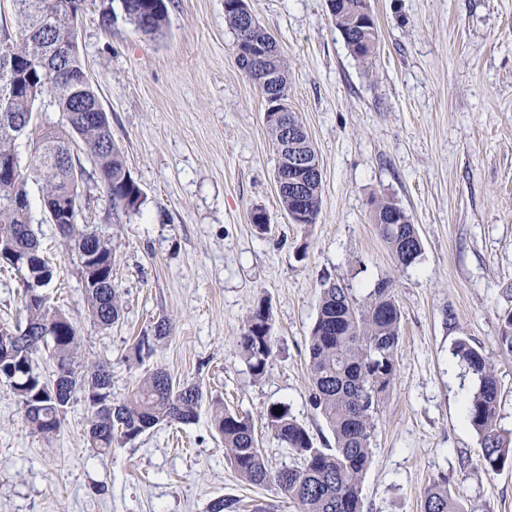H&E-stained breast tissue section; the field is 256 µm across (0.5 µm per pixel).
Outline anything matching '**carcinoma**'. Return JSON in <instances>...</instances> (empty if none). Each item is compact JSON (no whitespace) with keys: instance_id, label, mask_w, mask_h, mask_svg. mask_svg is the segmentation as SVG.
<instances>
[{"instance_id":"1","label":"carcinoma","mask_w":512,"mask_h":512,"mask_svg":"<svg viewBox=\"0 0 512 512\" xmlns=\"http://www.w3.org/2000/svg\"><path fill=\"white\" fill-rule=\"evenodd\" d=\"M20 20L12 43L18 62L5 70L0 64V165L12 167L10 179L0 180V267L25 272L22 306L24 322L0 325V384L7 386L21 406L24 422L43 435L57 433L67 407L77 393L91 411L88 442L106 452L115 443H129L161 425L191 424L208 405L211 425L224 442L226 456L236 473L250 485L276 486L293 500L298 512H362V478L373 451L375 416L397 378L401 311L395 299L393 280L380 279L359 299L347 285L323 282L317 318L308 347L309 402L332 432L335 447L321 448L303 424L282 403L267 407L268 431L288 450L294 464L273 468L265 459L249 416L233 412L219 399L206 395L197 383L177 382L162 368L142 377L131 393L112 400V374L101 362L86 367L76 360L77 329L58 308L42 297L30 296L49 287L55 268L44 257L41 243L31 227V212H21L14 201L29 199L28 179L42 180V204L64 194L81 198L79 187L87 177L104 187L112 215L136 211L142 191L126 169L120 148L112 139L109 117L86 75L77 36L70 21L53 27L42 22L61 11L62 0H11ZM125 15L142 32L159 35L167 18L166 0H122ZM331 16L352 57L366 63L377 45V25L369 0H330ZM224 17L234 33L242 34V6L224 0ZM257 47L274 52L273 79L250 75L265 106L288 100V66L274 37L260 25L249 31ZM63 113L65 126L44 129L36 138L27 165H21L13 124L18 119L33 123L37 104ZM94 113L96 120L87 116ZM82 150L83 158L74 149ZM322 178L307 181L305 193L311 210L305 224L316 223L320 210ZM394 202L381 200L373 220L388 244L399 268L415 264L423 242L415 224H385ZM80 263L85 299L93 319L104 329L119 323L123 306L112 284V245L92 224L77 223V215L54 225ZM272 316L265 304L249 312L238 346L252 375L263 377L274 357L276 345ZM173 331V321H158L152 335L138 337L131 347L136 361L153 356L156 347ZM499 352L512 356V313L502 316ZM46 350L55 368L68 375L65 389L56 390L54 380L36 371L34 356ZM453 355L475 380V388L463 409V419L478 435L482 447L480 466L487 473L512 467V432L498 423L501 383L491 356L469 339L455 342ZM423 512H465L448 492L444 476L424 492Z\"/></svg>"}]
</instances>
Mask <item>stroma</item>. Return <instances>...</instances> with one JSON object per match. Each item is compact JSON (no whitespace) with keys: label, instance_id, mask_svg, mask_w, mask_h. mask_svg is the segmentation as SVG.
<instances>
[{"label":"stroma","instance_id":"35a3bbf8","mask_svg":"<svg viewBox=\"0 0 512 512\" xmlns=\"http://www.w3.org/2000/svg\"><path fill=\"white\" fill-rule=\"evenodd\" d=\"M247 2L278 40L288 104L317 149L316 222L291 223L278 201L265 103L237 65L224 0H169L156 36L127 22L119 0L103 27V0H88L80 55L143 198L115 217L97 179L80 187L79 221L111 237L122 294L124 315L105 330L87 311L78 260L42 208L40 182L29 181L32 224L60 268L49 304L75 325L82 362L110 366L114 398L165 368L249 415L266 458L282 467L292 460L265 426L271 404L288 406L318 446L334 445L309 403L322 281L361 298L391 278L402 314L397 380L377 416L364 512H421L426 487L443 476L465 512H512V468L473 466L481 445L462 411L474 380L453 355L466 337L494 358L498 420L512 430V357L498 349L512 310V0H370L378 46L364 65L327 0ZM381 196L422 239L409 268H396L372 222ZM256 207L267 231L249 220ZM260 302L278 349L257 379L237 341ZM165 317L172 335L136 362L134 339ZM90 417L75 396L61 430L39 435L0 386V512H207L220 496L238 512H297L276 487L238 477L207 413L105 453L87 440Z\"/></svg>","mask_w":512,"mask_h":512}]
</instances>
